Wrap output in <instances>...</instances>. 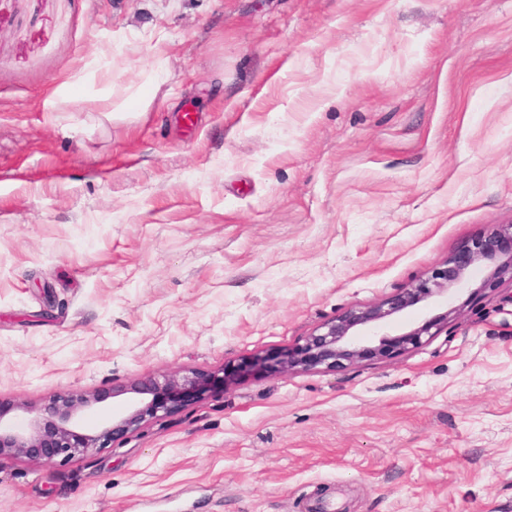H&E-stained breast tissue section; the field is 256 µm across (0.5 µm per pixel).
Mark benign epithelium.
Masks as SVG:
<instances>
[{
	"label": "benign epithelium",
	"instance_id": "1",
	"mask_svg": "<svg viewBox=\"0 0 512 512\" xmlns=\"http://www.w3.org/2000/svg\"><path fill=\"white\" fill-rule=\"evenodd\" d=\"M475 263L493 267L485 283L490 289L504 278L512 281V250L497 251L487 241H477L466 260H446L442 267L415 286L385 301L346 312L295 347L274 355L256 354L237 363L226 364L207 375L188 376L174 372L161 382L151 376L130 380L117 390L119 394L131 395L125 413L95 434L76 431L81 414L99 402L93 394H60L36 409L19 403L16 409L25 414V422L21 425L5 419L6 413L0 410V458L24 457L63 466L93 448H106L114 439L139 431L161 411L167 412L189 401L205 398L217 387L226 388L257 374L288 376L316 369L334 370L346 362L351 364L364 357H386L418 343L433 327L448 321V316L456 310L450 309L400 336H381L378 344L373 346L363 344V337L371 335V331L408 308L448 295Z\"/></svg>",
	"mask_w": 512,
	"mask_h": 512
}]
</instances>
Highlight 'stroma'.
Returning a JSON list of instances; mask_svg holds the SVG:
<instances>
[{
	"label": "stroma",
	"instance_id": "1",
	"mask_svg": "<svg viewBox=\"0 0 512 512\" xmlns=\"http://www.w3.org/2000/svg\"><path fill=\"white\" fill-rule=\"evenodd\" d=\"M510 222L512 0H0L15 421L93 394L96 433L131 378L301 344ZM489 274L385 324L449 316L397 355L253 376L64 466L2 458L0 512H512Z\"/></svg>",
	"mask_w": 512,
	"mask_h": 512
}]
</instances>
